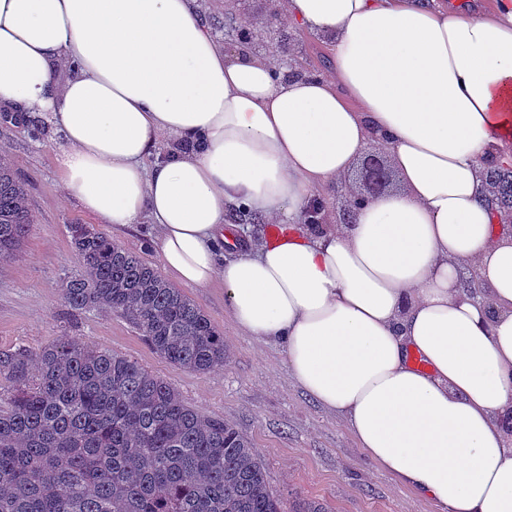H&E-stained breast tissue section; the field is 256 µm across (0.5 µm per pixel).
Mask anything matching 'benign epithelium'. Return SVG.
I'll use <instances>...</instances> for the list:
<instances>
[{"label": "benign epithelium", "instance_id": "1", "mask_svg": "<svg viewBox=\"0 0 512 512\" xmlns=\"http://www.w3.org/2000/svg\"><path fill=\"white\" fill-rule=\"evenodd\" d=\"M266 39L254 47L257 52H264L271 47L280 53L283 73L289 77H299L306 73L300 61V54L294 50L293 41L286 40V34L270 14L265 19ZM358 186L353 187L349 181L331 190L326 197L312 199L306 211V223L325 224L327 214L336 215V222H341V215L351 212L361 202L381 196L389 191L394 181L393 170L386 154L381 149L369 150L359 159L357 168Z\"/></svg>", "mask_w": 512, "mask_h": 512}]
</instances>
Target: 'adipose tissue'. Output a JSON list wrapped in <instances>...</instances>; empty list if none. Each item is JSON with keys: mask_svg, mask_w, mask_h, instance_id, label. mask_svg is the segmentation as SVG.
Returning a JSON list of instances; mask_svg holds the SVG:
<instances>
[{"mask_svg": "<svg viewBox=\"0 0 512 512\" xmlns=\"http://www.w3.org/2000/svg\"><path fill=\"white\" fill-rule=\"evenodd\" d=\"M330 70L225 52L198 0H0V111L58 137L62 188L150 219L165 274L222 281L236 327L440 512H512V0H269ZM172 137L190 151L158 155ZM381 145L401 191L305 222ZM240 209L281 225L225 251Z\"/></svg>", "mask_w": 512, "mask_h": 512, "instance_id": "adipose-tissue-1", "label": "adipose tissue"}]
</instances>
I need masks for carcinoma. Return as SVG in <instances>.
<instances>
[{
  "instance_id": "1",
  "label": "carcinoma",
  "mask_w": 512,
  "mask_h": 512,
  "mask_svg": "<svg viewBox=\"0 0 512 512\" xmlns=\"http://www.w3.org/2000/svg\"><path fill=\"white\" fill-rule=\"evenodd\" d=\"M33 217L28 185L0 152V267ZM75 314L109 311L150 349L207 374L228 359L224 332L140 255L91 224H70ZM0 512H284L251 440L180 400L130 358L63 334L0 349Z\"/></svg>"
}]
</instances>
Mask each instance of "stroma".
<instances>
[{
    "label": "stroma",
    "mask_w": 512,
    "mask_h": 512,
    "mask_svg": "<svg viewBox=\"0 0 512 512\" xmlns=\"http://www.w3.org/2000/svg\"><path fill=\"white\" fill-rule=\"evenodd\" d=\"M0 148L29 185L33 215L19 255L0 269V349L21 344L36 349L66 333L134 359L170 381L185 403L234 422L257 449L287 512L302 499L325 502L333 512H439L373 464L344 418L292 384L280 346L259 343L236 328L223 286L184 289L223 331L230 353L228 365L204 375L160 359L119 316H70L61 299V280L74 266L68 227L93 218L61 191L52 132L0 120Z\"/></svg>",
    "instance_id": "obj_1"
}]
</instances>
